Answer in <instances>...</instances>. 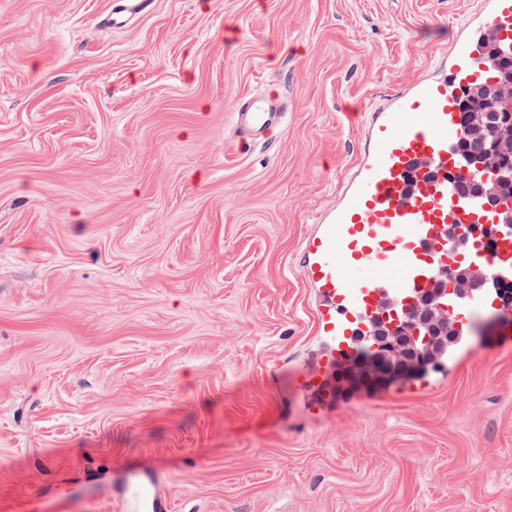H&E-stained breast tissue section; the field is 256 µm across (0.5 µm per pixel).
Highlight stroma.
<instances>
[{"mask_svg":"<svg viewBox=\"0 0 512 512\" xmlns=\"http://www.w3.org/2000/svg\"><path fill=\"white\" fill-rule=\"evenodd\" d=\"M123 2L0 0V512H119L132 460L171 512H512L493 311L424 373L294 384L301 242L484 0ZM278 107L258 99L248 102L236 114V131L241 140L250 138L271 124L278 115Z\"/></svg>","mask_w":512,"mask_h":512,"instance_id":"stroma-1","label":"stroma"}]
</instances>
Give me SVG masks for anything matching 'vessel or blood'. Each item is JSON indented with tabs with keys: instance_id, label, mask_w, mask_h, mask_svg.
Here are the masks:
<instances>
[{
	"instance_id": "obj_1",
	"label": "vessel or blood",
	"mask_w": 512,
	"mask_h": 512,
	"mask_svg": "<svg viewBox=\"0 0 512 512\" xmlns=\"http://www.w3.org/2000/svg\"><path fill=\"white\" fill-rule=\"evenodd\" d=\"M466 29L448 74L417 81L372 113L363 159L341 206L303 242L301 275L318 290L324 367L298 373L300 387L328 391L327 373L351 355L354 336L367 333L379 313L402 318L434 288L458 332L474 307L496 305L494 286L512 282V226L504 207L457 183L471 175L460 148L461 97L489 83L484 41L512 54V0H485ZM277 115V106L264 100L248 102L236 114L239 138L262 131ZM462 266L486 278L490 289L438 288L444 270ZM128 479L125 512H160L145 474L132 466Z\"/></svg>"
}]
</instances>
